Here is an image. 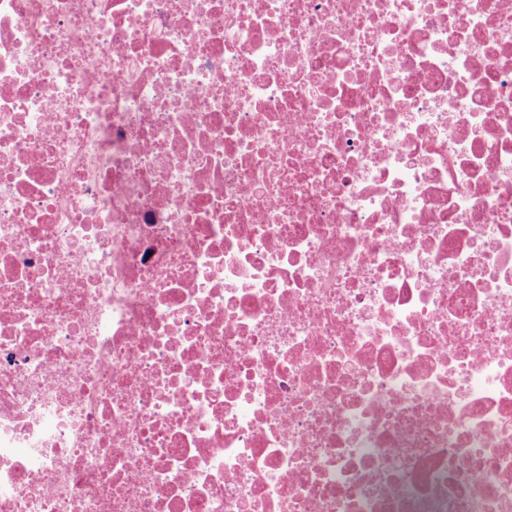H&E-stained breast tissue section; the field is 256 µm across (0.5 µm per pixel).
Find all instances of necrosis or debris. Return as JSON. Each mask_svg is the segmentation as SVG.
Segmentation results:
<instances>
[{"mask_svg": "<svg viewBox=\"0 0 512 512\" xmlns=\"http://www.w3.org/2000/svg\"><path fill=\"white\" fill-rule=\"evenodd\" d=\"M0 512H512V0H0Z\"/></svg>", "mask_w": 512, "mask_h": 512, "instance_id": "obj_1", "label": "necrosis or debris"}]
</instances>
